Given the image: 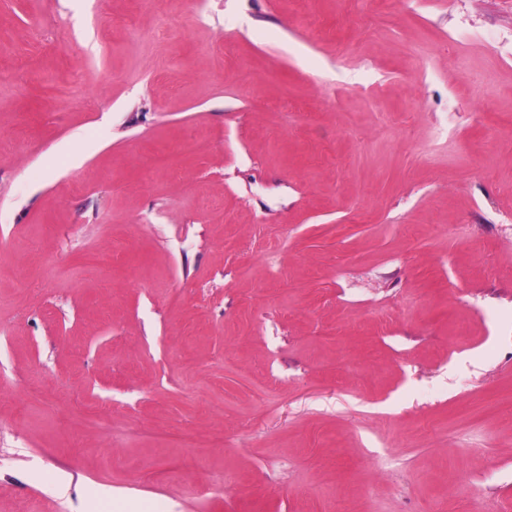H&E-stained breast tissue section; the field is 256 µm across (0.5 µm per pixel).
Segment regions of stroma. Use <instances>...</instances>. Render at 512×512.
Here are the masks:
<instances>
[{"mask_svg": "<svg viewBox=\"0 0 512 512\" xmlns=\"http://www.w3.org/2000/svg\"><path fill=\"white\" fill-rule=\"evenodd\" d=\"M0 512H512V0H0Z\"/></svg>", "mask_w": 512, "mask_h": 512, "instance_id": "1", "label": "stroma"}]
</instances>
